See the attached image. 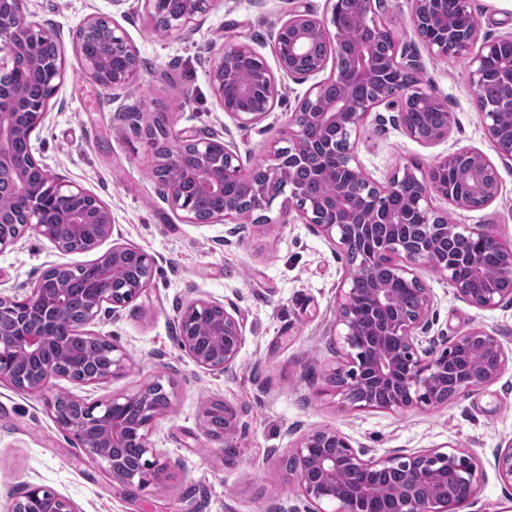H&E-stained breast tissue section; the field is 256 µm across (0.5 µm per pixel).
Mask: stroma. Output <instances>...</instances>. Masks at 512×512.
Segmentation results:
<instances>
[{
  "label": "stroma",
  "mask_w": 512,
  "mask_h": 512,
  "mask_svg": "<svg viewBox=\"0 0 512 512\" xmlns=\"http://www.w3.org/2000/svg\"><path fill=\"white\" fill-rule=\"evenodd\" d=\"M297 2L317 17L331 16L329 0H213L204 15L162 38L144 0H28L27 21L51 34L65 68L48 118L31 136L32 153L107 205L120 243L141 249L157 264L145 291L119 313L101 311L93 326L126 353L123 375L90 386L57 378L42 392L0 382V512H8L14 497L31 485L70 500L79 512H278L283 506L304 512L306 503L283 460L300 436L321 428L339 431L374 458L456 446L473 456L480 475L466 512H512V486L494 467L496 448L512 440V302L474 307L441 274L420 267L417 274L434 302L428 339L440 345L484 327L504 350V370L446 405L401 415L347 409L328 383L331 370L346 360L334 327L345 256L296 213H284L281 200L266 212L270 225L233 236L219 221L188 222L150 177L144 130L159 111L167 113L172 132L189 130L235 146L246 172L269 162L309 82L282 78L272 111L242 128L213 95L209 62L225 42L241 40L277 69L272 35ZM375 9L398 51L416 61L424 89L447 102L451 122L446 138L423 143L395 126L391 112L378 109L355 137L363 173L383 183L406 163L426 167L460 150L479 151L495 165L501 195L469 210L437 197L433 208L452 224L492 226L512 245V160L502 158L485 133L468 59L433 54L410 22V0H376ZM469 9L479 42L512 33L511 9L492 0H469ZM94 17L125 31L140 59L138 81L105 87L89 74L76 33ZM283 213L284 224L278 221ZM94 258L91 252H60L27 230L14 248L0 252V292L24 294L49 267ZM200 295L235 307L243 319L245 343L236 365L223 374L198 367L178 344L179 312ZM153 382L172 401L151 435L157 458L171 469L129 490L56 425L47 402L65 394L92 403ZM224 404L237 412L239 451L229 460L223 435L209 432L206 423L207 412Z\"/></svg>",
  "instance_id": "1"
}]
</instances>
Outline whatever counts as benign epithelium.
I'll return each mask as SVG.
<instances>
[{
  "label": "benign epithelium",
  "mask_w": 512,
  "mask_h": 512,
  "mask_svg": "<svg viewBox=\"0 0 512 512\" xmlns=\"http://www.w3.org/2000/svg\"><path fill=\"white\" fill-rule=\"evenodd\" d=\"M27 0H0V72L28 79L36 67L33 63L30 31L18 24L25 14ZM440 0H412L410 20L416 30L427 29L426 44L437 55L458 57L470 54L477 39V22L463 28L448 25L447 17L439 9ZM187 13L175 19L174 29L189 24L199 14L208 11L211 0H187ZM363 19L373 28L369 41H358L346 53L334 54L331 75L312 85L298 109L289 115L288 132L284 141L292 145L303 141L308 127L322 134L339 130L345 146L337 151L328 143L320 151L293 154L285 148L275 149L271 162L265 166L266 182L254 186L242 168L237 150L215 139H201L181 135V145L172 148L149 141L154 158L153 167L180 168L185 163L183 146L192 145L196 152L194 167L189 176L200 194L218 197L224 208L213 216L218 221L234 224L230 231L239 234L247 229V221L254 213L266 210L270 202L284 197L282 216L291 205H296L300 218L312 231L321 234L345 254L360 256L357 272H349L336 288V336L346 350L348 362L336 367L329 377L335 393L351 410L381 409L393 414H404L426 406L447 404L473 390L495 381L505 365L503 349L495 336L482 327H474L465 335L434 352L422 347L421 334L430 326L432 298L417 275L421 266H429L445 275L460 298L478 308H494L505 299L512 300V247L488 226L470 227L449 224L435 215L431 208L433 196H440L457 208L470 204L459 197L454 184L440 178V171L448 166L444 158L423 168L406 164L402 173L394 174L380 185L362 175L355 182L347 180L350 172H361L351 145V136L368 118L372 110L385 103L397 109L396 123L410 137L422 142H434L448 134V125L432 129L421 136L410 126L408 109L425 105L434 110H446V102L427 93L417 76L416 64L397 60V49L385 56L374 53V45L391 44L394 36L390 28L376 18L374 0H359ZM338 3H333L331 19L326 21L309 11L295 10L288 20L274 31L272 49L279 69L295 79H308L324 71L327 60L306 61L309 45L321 42L333 46L338 42L336 16ZM101 19H89L83 26L84 36L103 34L112 43V50L130 54L128 65L115 70L108 67L105 56L85 60L86 69L99 82L114 87L123 86L139 78L140 68L134 48L124 30L112 25L100 31ZM512 54V35L484 44L469 62L470 83L476 99H482L484 85L491 81L499 89L494 111L482 113L487 136L496 144L500 155L512 159V135L504 134L500 117L512 113V61L503 64L495 73L488 74L486 56L492 52ZM258 62L259 76L264 91L255 93L253 83L238 80L242 63ZM47 92L40 103L24 104L9 87L0 85V165H8L19 172L16 182V207L0 212V252L14 247L19 237L12 232L15 224L30 225L64 253L90 252L98 249L113 236L114 224L109 209L100 201L86 209L84 203L93 199L83 188L66 183L39 164H30L26 156L11 154V145L17 140H31L33 131L41 127L49 113V100L55 93L54 81H63L65 70L62 59H53L39 70ZM209 81L213 94L224 102V88L236 82L237 94L249 101L246 108L226 106L224 112L239 126L249 127L270 112L278 96V82L262 57L247 43L224 45L210 62ZM344 90V94L329 104L323 97V87L330 83ZM455 158L468 162L469 173L485 203L496 200L501 193L494 166L477 151L462 150ZM300 164L325 176L319 191L308 196L296 183L287 165ZM411 180L419 187L415 209L427 215L423 224L410 223L411 217L389 210L384 197L399 191L402 183ZM163 199L172 208L181 210L192 219V209L181 184L165 185ZM441 236L452 246L451 253L442 254L431 246V239ZM130 252L140 257L134 276L127 275L124 266ZM491 254L498 258L501 282L508 287L492 286L476 290L471 287V275L479 269L478 257ZM101 268L97 279L85 295L84 325L93 323L103 305L116 312L139 296L150 284L154 259L139 249L112 243V248L99 256ZM384 270L387 278L379 281L375 272ZM69 271L65 265L45 270L28 288L24 296L0 292V316L19 307L45 312L51 307L68 303L66 289L61 287ZM369 281L373 294L365 296L358 282ZM402 284L413 285L417 291V307L399 311L392 307L391 297ZM200 312H214L209 332L199 336L191 318ZM89 340L108 347L110 359L97 378L79 379L63 352H56L41 367L29 374L18 372L15 356H38L46 351L55 333L30 328L24 324L14 334H0V381L31 391L44 389L54 378H68L77 384H94L118 376L125 369L126 356L119 346L105 336L86 332ZM180 347L197 366L212 372L228 371L237 361L244 344L243 322L237 311H228L221 304L205 298L190 300L179 318ZM492 355L495 363L482 368L470 367L474 349ZM360 381L364 391L361 398L349 393L350 380ZM147 385L132 394L116 396L105 403L87 405L77 400L74 409L56 416V422L76 437H83L95 429L101 438H89L83 449L95 460L105 463V472L128 488L144 483L146 472L131 467L104 454L101 448H118L135 429L139 434L143 455H154L150 436L155 419L171 406L170 400L152 401ZM237 413L224 407V447H232ZM462 452L453 449L438 451L396 452L382 459L367 456L364 449L354 448L349 440L335 430L322 428L302 435L288 449L287 470L297 479L300 497L310 507L306 512H325L323 503H334L333 512H357L356 501L368 497L376 482L388 480L399 486L398 494L385 512H463L470 505L479 488L476 470H470L467 482L470 493L465 498H448V487L433 493L443 471L455 467ZM495 468L501 479L512 483V441L497 448ZM78 512L69 500L56 494L40 496V488L29 487L11 504L9 512Z\"/></svg>",
  "instance_id": "7a95c632"
}]
</instances>
